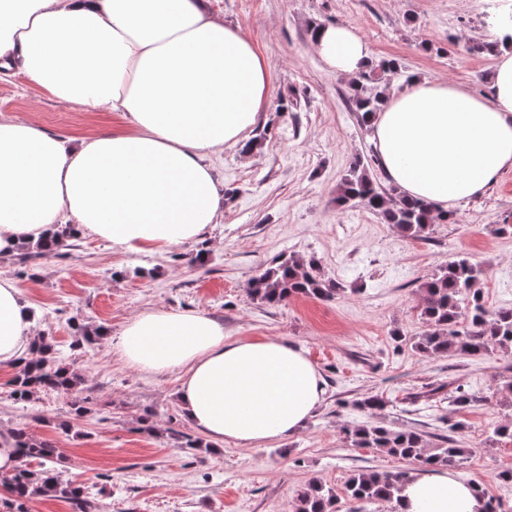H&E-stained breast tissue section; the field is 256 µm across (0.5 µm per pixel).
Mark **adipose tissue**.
<instances>
[{"label": "adipose tissue", "instance_id": "1", "mask_svg": "<svg viewBox=\"0 0 512 512\" xmlns=\"http://www.w3.org/2000/svg\"><path fill=\"white\" fill-rule=\"evenodd\" d=\"M316 54L347 78L370 49L348 25L320 27ZM492 95L415 80L371 126L387 180L440 210L481 194L512 167V49L494 44ZM18 71L56 100L119 112L127 128L79 139L0 120V257L71 224L129 249L199 236L224 210L205 157L257 121L271 75L243 29L206 0H0V75ZM33 311L0 277V367L31 354ZM139 370L179 375L189 425L214 441L256 446L298 433L325 400L319 369L279 337L224 335L192 310L134 316L115 341ZM473 484L417 472L395 512H482Z\"/></svg>", "mask_w": 512, "mask_h": 512}]
</instances>
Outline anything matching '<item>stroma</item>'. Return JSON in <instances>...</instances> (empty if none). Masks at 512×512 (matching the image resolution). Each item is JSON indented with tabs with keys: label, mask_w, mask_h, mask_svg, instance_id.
<instances>
[{
	"label": "stroma",
	"mask_w": 512,
	"mask_h": 512,
	"mask_svg": "<svg viewBox=\"0 0 512 512\" xmlns=\"http://www.w3.org/2000/svg\"><path fill=\"white\" fill-rule=\"evenodd\" d=\"M225 22L241 26L267 63L272 82L264 109L246 138L259 150L225 146L207 161L232 196L219 223L195 240L163 251H139L86 234L49 259L16 254L0 259L32 309L38 335L82 377L74 393L42 391L29 402L10 397L11 370L0 368V427L25 430L60 449L64 478L90 494L92 512H293L299 493L316 480L339 492V512H388L384 503L344 497L360 470L392 471L405 461L346 443L342 427L375 420L428 434L437 448L449 422L459 421L464 453L453 472L480 484L512 512V443L488 440L512 420L497 400L512 380V351L483 360L424 358L397 346L393 330L418 335V286L448 260L466 255L488 271L480 285L487 304L512 307V168L480 197L454 208L453 223L434 225L428 240L399 234L360 205L339 207L336 186L355 157L370 158L371 133L349 100L348 78L315 53L314 23L352 26L372 58L393 57L417 76L451 82L479 95L491 92L495 59L478 44L512 25V0H209ZM0 119L39 123L79 138L127 124L118 112L61 104L16 73L0 79ZM317 258L341 295L331 302L295 298L267 307L246 288L280 255ZM146 309L193 310L223 323L231 339L280 337L301 347L321 371L326 396L304 428L256 447L208 441L184 448L191 433L176 397L174 373L149 374L128 365L111 346L126 322ZM100 331L92 345L74 347L77 329ZM463 387L485 404L450 410L422 399L439 385ZM378 394L387 407L356 410ZM89 398L84 416L74 397ZM153 412L155 433L139 419Z\"/></svg>",
	"instance_id": "obj_1"
}]
</instances>
